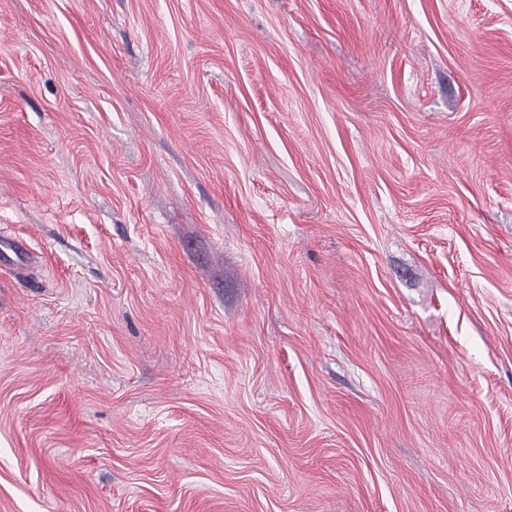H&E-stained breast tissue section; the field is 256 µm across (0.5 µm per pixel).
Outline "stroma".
Wrapping results in <instances>:
<instances>
[{
  "label": "stroma",
  "mask_w": 512,
  "mask_h": 512,
  "mask_svg": "<svg viewBox=\"0 0 512 512\" xmlns=\"http://www.w3.org/2000/svg\"><path fill=\"white\" fill-rule=\"evenodd\" d=\"M0 512H512V0H0Z\"/></svg>",
  "instance_id": "1"
}]
</instances>
